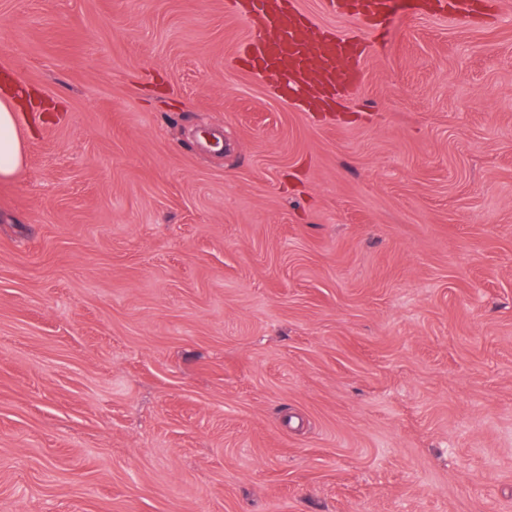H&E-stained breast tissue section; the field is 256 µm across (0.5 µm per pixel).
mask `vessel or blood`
Segmentation results:
<instances>
[{
	"instance_id": "b4317fda",
	"label": "vessel or blood",
	"mask_w": 512,
	"mask_h": 512,
	"mask_svg": "<svg viewBox=\"0 0 512 512\" xmlns=\"http://www.w3.org/2000/svg\"><path fill=\"white\" fill-rule=\"evenodd\" d=\"M244 14L257 34L248 43L254 68L278 88L295 84L332 94L355 88L363 73L365 35L391 24L398 11L412 10L411 0H326L330 12L349 18L355 35L316 33L296 0H248Z\"/></svg>"
}]
</instances>
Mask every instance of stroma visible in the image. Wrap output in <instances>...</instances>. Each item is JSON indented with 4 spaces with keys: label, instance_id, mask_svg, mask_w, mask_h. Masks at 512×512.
Returning <instances> with one entry per match:
<instances>
[{
    "label": "stroma",
    "instance_id": "1",
    "mask_svg": "<svg viewBox=\"0 0 512 512\" xmlns=\"http://www.w3.org/2000/svg\"><path fill=\"white\" fill-rule=\"evenodd\" d=\"M329 108L225 0H0V512H512V0ZM18 101L11 94L0 96V179L11 177L23 159L21 141L17 136Z\"/></svg>",
    "mask_w": 512,
    "mask_h": 512
}]
</instances>
